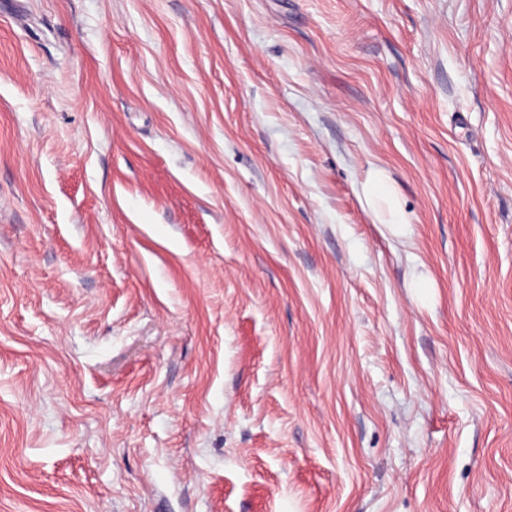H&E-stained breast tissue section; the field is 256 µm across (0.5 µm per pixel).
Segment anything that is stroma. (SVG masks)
I'll use <instances>...</instances> for the list:
<instances>
[{"label":"stroma","instance_id":"35a3bbf8","mask_svg":"<svg viewBox=\"0 0 512 512\" xmlns=\"http://www.w3.org/2000/svg\"><path fill=\"white\" fill-rule=\"evenodd\" d=\"M0 512H512V0H0Z\"/></svg>","mask_w":512,"mask_h":512}]
</instances>
